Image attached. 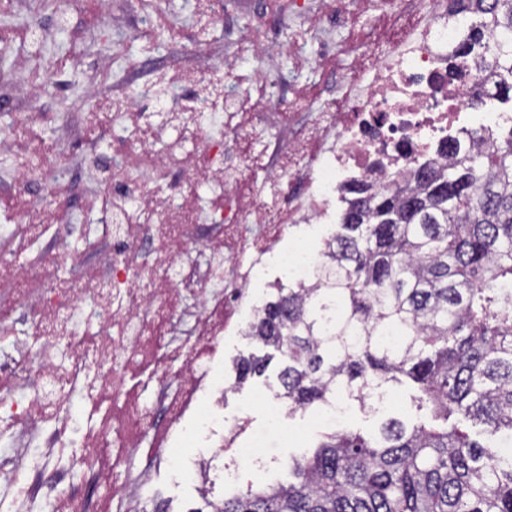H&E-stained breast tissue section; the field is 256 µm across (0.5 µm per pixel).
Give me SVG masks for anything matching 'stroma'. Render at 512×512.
<instances>
[{"label":"stroma","mask_w":512,"mask_h":512,"mask_svg":"<svg viewBox=\"0 0 512 512\" xmlns=\"http://www.w3.org/2000/svg\"><path fill=\"white\" fill-rule=\"evenodd\" d=\"M322 0H111L101 8L99 0H73L66 11L48 10L38 18V29L27 33L25 0H10L7 21H0V36L15 42L18 56L0 60V71L12 85H27L32 75H43L52 92L36 106L39 117L23 136L43 144H54L67 156L65 180L79 187L76 199L87 215L77 225L69 247L81 257L77 266L55 268L57 281L77 280L83 268L106 272L112 240L98 232L106 212V193L101 186L109 177L108 161L115 150L112 141L93 139L89 127L103 116L111 97L134 92L146 111H171L182 96L208 100V80L215 69H222L224 92L230 100L225 119L238 122L234 134L224 139V152L240 165L236 187L240 198L253 196L257 184L267 177L265 146L288 147L296 129L311 126L317 112L326 108L340 87L362 79L356 46L367 41L378 48L398 36L406 19L385 9L383 0H365L350 12L343 28H328L320 38L330 45L328 61L316 57V41L311 24L320 18ZM164 15L168 28L155 26L156 15ZM214 20L210 35L199 31L201 20ZM178 38H171L169 28ZM247 32L272 44L298 42L306 52L297 57H259L239 40ZM186 75L183 83L160 90L153 83L160 75ZM278 98L303 99L304 107L295 114L290 127L258 132L255 116L266 111L268 101ZM8 248L15 265L39 261L60 250L52 233L32 238L27 227L6 229ZM265 380L253 377L237 390L224 392V419L234 425L231 451L225 463L235 462L238 448L260 447L276 457L268 469L247 462L239 465L238 481L224 484L233 493L238 483L257 485L288 479V460L315 446L321 434L346 427L364 431L376 429L384 417H394L413 425L426 417L416 410L408 387L390 388L385 396L384 413L359 407L323 419L314 412L287 416L276 422L256 398L265 394ZM153 493L141 504L143 512L154 507L165 512H195L203 501L195 485L178 479L169 469L157 470L152 479Z\"/></svg>","instance_id":"obj_1"}]
</instances>
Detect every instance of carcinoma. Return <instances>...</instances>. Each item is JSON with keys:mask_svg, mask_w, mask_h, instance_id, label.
Masks as SVG:
<instances>
[{"mask_svg": "<svg viewBox=\"0 0 512 512\" xmlns=\"http://www.w3.org/2000/svg\"><path fill=\"white\" fill-rule=\"evenodd\" d=\"M467 5L469 40H495L509 101L512 0ZM352 193L316 281L277 285L245 335L280 355L272 397L290 414L344 399L377 409L395 383L434 423L324 434L292 458L294 482L249 483L190 512H512V451L465 426L512 444V135L452 152L413 186ZM270 361L238 359L236 383Z\"/></svg>", "mask_w": 512, "mask_h": 512, "instance_id": "1", "label": "carcinoma"}]
</instances>
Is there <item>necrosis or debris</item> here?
Listing matches in <instances>:
<instances>
[{"instance_id":"4bbe7bcc","label":"necrosis or debris","mask_w":512,"mask_h":512,"mask_svg":"<svg viewBox=\"0 0 512 512\" xmlns=\"http://www.w3.org/2000/svg\"><path fill=\"white\" fill-rule=\"evenodd\" d=\"M391 2L412 22L382 54L362 55L371 82L351 85L333 99L293 167L270 172V179L285 183L288 197V213L273 235L250 230L253 215L266 211L260 190L238 204L240 231L228 245L216 248L201 237L198 227L208 212L196 206L194 190L205 181L231 190L238 173L230 164L215 169L212 158L195 151L177 156L159 149L160 124L142 112L138 122L150 132L143 152L151 165H139L128 153L112 157L109 275L89 269L82 287L52 283L50 257L39 269L11 270L10 283L35 275L49 288L34 319L36 344L0 323V336L17 354L13 365L0 366V413L8 421L0 441L18 450L15 461L0 463V512H34L40 490L56 485L46 462L58 450L81 448L87 472L96 482L107 481L121 464L105 455L107 437L130 453L145 452L146 467L125 484L149 494L151 468L170 449L224 432V413L210 402L224 311L241 303L244 285L277 260L276 239L302 224L326 223L332 205L344 204L354 185L405 182L422 166L444 162L451 147L487 146L512 131V113L496 105L495 45L457 52L471 17L451 13L448 0ZM209 109L200 123L198 104L181 102L168 125L210 146L224 137L223 96L214 97ZM173 168L183 173L179 184L156 182L157 173ZM150 243L157 244L158 257L144 268L141 253ZM242 251L250 253L249 264L239 263ZM187 293L196 299L190 311L180 305ZM188 316L194 324L183 340L163 342L160 327L175 329ZM135 366L159 371L153 402L120 403ZM149 434L154 446L146 450Z\"/></svg>"}]
</instances>
